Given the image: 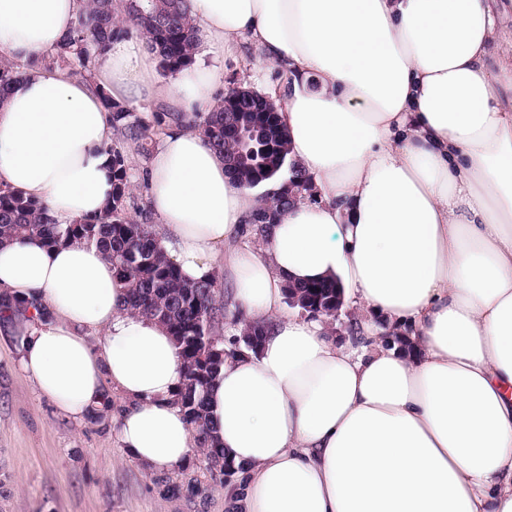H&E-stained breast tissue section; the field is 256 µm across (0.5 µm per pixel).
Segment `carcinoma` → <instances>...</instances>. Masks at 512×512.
<instances>
[{
    "mask_svg": "<svg viewBox=\"0 0 512 512\" xmlns=\"http://www.w3.org/2000/svg\"><path fill=\"white\" fill-rule=\"evenodd\" d=\"M124 15L146 41L159 70L174 73L192 65L198 52V26L188 14L186 0H122ZM126 29L116 22V0H87V9L77 25L62 39L46 64L73 73L89 71ZM27 68L16 62H0V98L18 81ZM112 128L123 142L149 158L155 142L149 134L151 125L133 108L102 94ZM161 126L197 122L208 141L224 154L232 179L254 188L288 176L294 186L277 198H270L273 214L294 199L304 198L310 178L289 159L287 132L281 127L279 113L257 112L246 103L237 112L227 111L218 103L207 113L190 116L175 112L153 114ZM234 121L256 134L242 146L224 136V124ZM108 155L112 167V200L98 216L76 220L68 225L55 222L39 202L11 188H0V242L21 234L35 236L50 247L72 240L97 246L112 263L116 277L127 285V310L164 325L179 349L184 380L178 392V404L197 437L207 469L232 475L224 467L221 449L214 445L209 429L207 394L212 377L224 365V358L238 350H224V339L216 327L225 319L223 292L216 278L193 281L164 255L159 238L147 215L135 220L129 214V167L123 147L113 144ZM287 299L306 304L314 314L327 317L342 299L334 282L290 284ZM31 319L43 316L36 301H22L0 294V320L15 317ZM209 346H204L202 337Z\"/></svg>",
    "mask_w": 512,
    "mask_h": 512,
    "instance_id": "carcinoma-1",
    "label": "carcinoma"
}]
</instances>
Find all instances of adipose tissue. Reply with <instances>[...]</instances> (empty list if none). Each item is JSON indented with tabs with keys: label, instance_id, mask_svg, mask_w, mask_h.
<instances>
[{
	"label": "adipose tissue",
	"instance_id": "adipose-tissue-1",
	"mask_svg": "<svg viewBox=\"0 0 512 512\" xmlns=\"http://www.w3.org/2000/svg\"><path fill=\"white\" fill-rule=\"evenodd\" d=\"M495 4L188 0L211 50L251 46L252 71H280L279 119L315 196L240 248L260 202L199 126H170L147 167L166 257L194 280L224 266L234 310L268 327L209 389L237 474L224 512H512V54L490 59L504 38ZM85 7L0 0V56L27 66L0 100V184L64 225L112 196L101 91L193 113L226 89L216 65L157 78L133 33L89 78L44 65ZM323 280L368 312L346 342L282 312L288 284ZM0 291L47 309L15 327L41 395L80 417L112 384L123 448L158 472L186 463L196 441L175 402L178 348L125 311L99 248L2 242ZM381 319L401 346L383 341Z\"/></svg>",
	"mask_w": 512,
	"mask_h": 512
}]
</instances>
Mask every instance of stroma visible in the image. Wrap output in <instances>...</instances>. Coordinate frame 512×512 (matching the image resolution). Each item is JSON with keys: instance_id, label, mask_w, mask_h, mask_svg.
Wrapping results in <instances>:
<instances>
[{"instance_id": "1", "label": "stroma", "mask_w": 512, "mask_h": 512, "mask_svg": "<svg viewBox=\"0 0 512 512\" xmlns=\"http://www.w3.org/2000/svg\"><path fill=\"white\" fill-rule=\"evenodd\" d=\"M21 341L0 335V512H224L227 480L199 452L174 472L132 460L115 410L72 417L40 397L19 366Z\"/></svg>"}]
</instances>
